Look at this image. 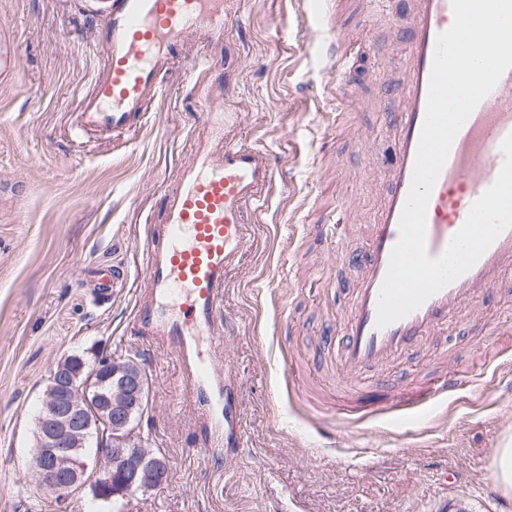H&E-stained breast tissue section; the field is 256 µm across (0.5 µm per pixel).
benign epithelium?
<instances>
[{
    "instance_id": "1",
    "label": "benign epithelium",
    "mask_w": 512,
    "mask_h": 512,
    "mask_svg": "<svg viewBox=\"0 0 512 512\" xmlns=\"http://www.w3.org/2000/svg\"><path fill=\"white\" fill-rule=\"evenodd\" d=\"M84 366L76 368L71 359L57 363L37 421L35 486L53 493L54 512H71V492L77 488L98 500L120 497L130 505L137 495L162 486L169 473L167 461L138 447L134 437L132 413L144 396L141 371L110 357L86 375ZM99 372L112 380L105 393L98 390ZM91 430L98 435L99 450L89 462L79 452Z\"/></svg>"
}]
</instances>
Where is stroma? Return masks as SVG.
I'll return each mask as SVG.
<instances>
[{
	"label": "stroma",
	"mask_w": 512,
	"mask_h": 512,
	"mask_svg": "<svg viewBox=\"0 0 512 512\" xmlns=\"http://www.w3.org/2000/svg\"><path fill=\"white\" fill-rule=\"evenodd\" d=\"M106 6L0 0V42L20 61L0 70V512H17L34 484L35 418L52 367L128 347L149 381L138 429L169 463L167 483L135 498L134 512H507L512 494L497 489L490 463L512 440V366L411 419L367 416L388 388L442 370L480 373L485 326L512 325V294H490L464 328L362 373L374 396L352 400L351 419L336 412L337 336L358 275L343 256L364 247L394 156L381 122L398 107L403 0L345 7L361 44L348 85L358 113L336 112L323 53L302 34L307 0H243L223 43L194 34L179 47L144 127L80 135L72 123L104 70L94 35ZM211 90L243 113L238 141L267 154L278 179L248 211L252 240L224 290L234 329L223 356L236 372L244 445L207 450L178 357L139 328L135 305L145 225L162 221ZM353 119L370 154L336 134L337 121ZM340 196L358 209L332 247L324 221ZM112 266L128 268L127 288L97 292V268Z\"/></svg>",
	"instance_id": "stroma-1"
}]
</instances>
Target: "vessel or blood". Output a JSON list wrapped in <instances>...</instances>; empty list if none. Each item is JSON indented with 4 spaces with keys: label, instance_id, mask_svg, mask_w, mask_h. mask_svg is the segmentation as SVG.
Segmentation results:
<instances>
[{
    "label": "vessel or blood",
    "instance_id": "1",
    "mask_svg": "<svg viewBox=\"0 0 512 512\" xmlns=\"http://www.w3.org/2000/svg\"><path fill=\"white\" fill-rule=\"evenodd\" d=\"M302 28L322 34L329 45L327 80L345 84L352 42L336 25L326 0H311ZM410 26L401 37L407 44L399 84L400 107L385 113L394 130L395 154L384 180L365 249L356 256L359 274L348 290L340 362L347 375L342 397L356 391L359 372L423 344L458 321L462 313H478L489 294L512 285V229L505 230L476 264L429 297L407 316L377 327V303L399 237V221L407 200L424 121L437 35L453 21L451 0H409ZM234 13L224 0H109L107 23L96 33L106 46L105 71L97 79L74 127L81 133L120 136L146 123L156 99L159 76L170 64L172 49L187 37L203 33L219 42ZM203 138L187 164L165 191L163 221L147 227L142 273L147 292L137 303L135 318L153 335L172 341L185 373L189 393L203 410V423L222 426L215 447H242L237 417V389L218 380L210 356L195 346L199 336L216 338L224 309V284L249 240V205L260 202L276 173L266 154L237 143L242 123L238 112H207ZM512 133V70L484 98L458 132L427 207L426 245L430 257L444 252L464 224L472 204L494 183L502 163L500 149ZM466 383L446 372L425 385L407 386L392 404L447 398Z\"/></svg>",
    "mask_w": 512,
    "mask_h": 512
}]
</instances>
